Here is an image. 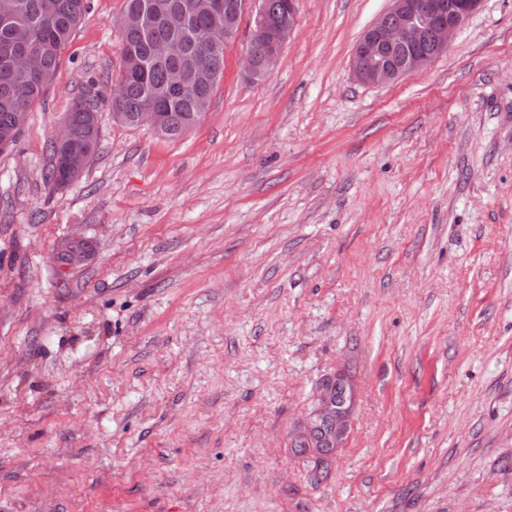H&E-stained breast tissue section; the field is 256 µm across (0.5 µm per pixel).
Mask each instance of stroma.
Returning a JSON list of instances; mask_svg holds the SVG:
<instances>
[{
	"label": "stroma",
	"mask_w": 512,
	"mask_h": 512,
	"mask_svg": "<svg viewBox=\"0 0 512 512\" xmlns=\"http://www.w3.org/2000/svg\"><path fill=\"white\" fill-rule=\"evenodd\" d=\"M259 5L195 128L101 107L54 188V134L121 66L125 0H90L0 154V512H512V0L382 86L350 57L389 0H299L250 81ZM339 372L318 481L291 439ZM297 2L291 1V16L288 23L275 26L273 30L270 29V23L263 12L258 11L254 36L266 41L270 38V43L266 53L261 58H257L254 51L261 56L265 49V43L250 42L249 46L254 51L248 47L243 57L244 72L250 79L267 76L277 66L282 48L297 26ZM51 160L44 173L47 182L60 187L65 183V169L63 164V149L57 147L53 142L50 145ZM342 382L336 381V396L331 391V384L329 382L325 386L328 389H321L317 397V402L313 412L307 419L304 426L296 433V436H304L311 429L315 421H323L328 424H333L336 427V433L339 439L344 438L348 433L350 418L352 414V406H348L347 390L344 386L342 394Z\"/></svg>",
	"instance_id": "35a3bbf8"
}]
</instances>
